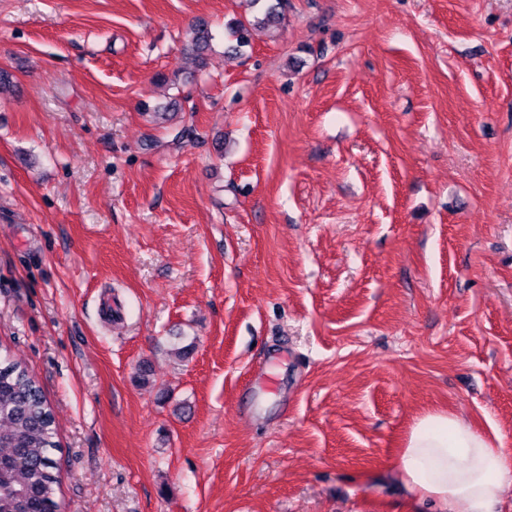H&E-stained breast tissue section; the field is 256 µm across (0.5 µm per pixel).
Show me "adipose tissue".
<instances>
[{
	"mask_svg": "<svg viewBox=\"0 0 512 512\" xmlns=\"http://www.w3.org/2000/svg\"><path fill=\"white\" fill-rule=\"evenodd\" d=\"M395 466L407 490L431 501L439 512H492L512 481V455L500 437L445 410L415 420Z\"/></svg>",
	"mask_w": 512,
	"mask_h": 512,
	"instance_id": "1",
	"label": "adipose tissue"
}]
</instances>
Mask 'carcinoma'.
<instances>
[{"label":"carcinoma","mask_w":512,"mask_h":512,"mask_svg":"<svg viewBox=\"0 0 512 512\" xmlns=\"http://www.w3.org/2000/svg\"><path fill=\"white\" fill-rule=\"evenodd\" d=\"M286 0L265 6L262 16L238 20L228 27L227 52L237 54L249 45L251 31L280 21ZM212 40L208 28L193 29L188 50L199 65ZM54 414L40 387L21 362L0 360V512H58L56 493L60 471L55 448Z\"/></svg>","instance_id":"carcinoma-1"}]
</instances>
